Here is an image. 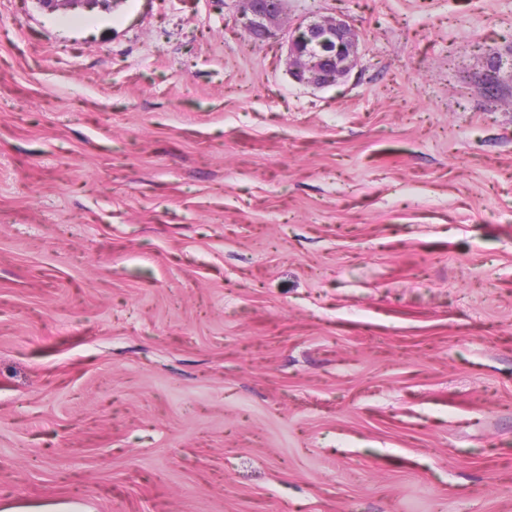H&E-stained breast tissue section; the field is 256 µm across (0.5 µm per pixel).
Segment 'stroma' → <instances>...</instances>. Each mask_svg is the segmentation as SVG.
Masks as SVG:
<instances>
[{"instance_id": "35a3bbf8", "label": "stroma", "mask_w": 512, "mask_h": 512, "mask_svg": "<svg viewBox=\"0 0 512 512\" xmlns=\"http://www.w3.org/2000/svg\"><path fill=\"white\" fill-rule=\"evenodd\" d=\"M287 7L0 0V510L512 512V0ZM240 1L243 6L237 20L249 37L259 42L273 38L286 15L288 0ZM359 32L336 16H321L294 28L288 39V72L298 83L327 87L350 70Z\"/></svg>"}]
</instances>
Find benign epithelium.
Masks as SVG:
<instances>
[{"mask_svg": "<svg viewBox=\"0 0 512 512\" xmlns=\"http://www.w3.org/2000/svg\"><path fill=\"white\" fill-rule=\"evenodd\" d=\"M238 22L255 41L276 35L288 0H242ZM359 32L354 24L334 16H321L294 28L288 39V72L301 84L327 87L350 70Z\"/></svg>", "mask_w": 512, "mask_h": 512, "instance_id": "obj_1", "label": "benign epithelium"}]
</instances>
